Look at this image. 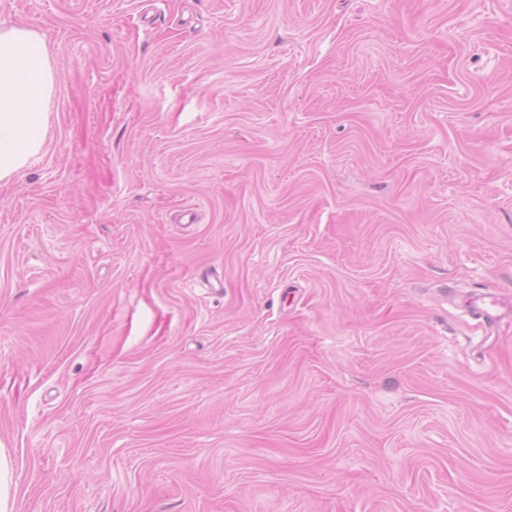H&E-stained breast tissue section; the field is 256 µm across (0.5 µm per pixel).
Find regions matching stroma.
Here are the masks:
<instances>
[{
    "label": "stroma",
    "mask_w": 512,
    "mask_h": 512,
    "mask_svg": "<svg viewBox=\"0 0 512 512\" xmlns=\"http://www.w3.org/2000/svg\"><path fill=\"white\" fill-rule=\"evenodd\" d=\"M13 23L56 68L0 184L14 512H512V0Z\"/></svg>",
    "instance_id": "obj_1"
}]
</instances>
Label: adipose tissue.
<instances>
[{"label": "adipose tissue", "instance_id": "1", "mask_svg": "<svg viewBox=\"0 0 512 512\" xmlns=\"http://www.w3.org/2000/svg\"><path fill=\"white\" fill-rule=\"evenodd\" d=\"M54 85L43 35L0 25V183L15 180L41 154Z\"/></svg>", "mask_w": 512, "mask_h": 512}]
</instances>
